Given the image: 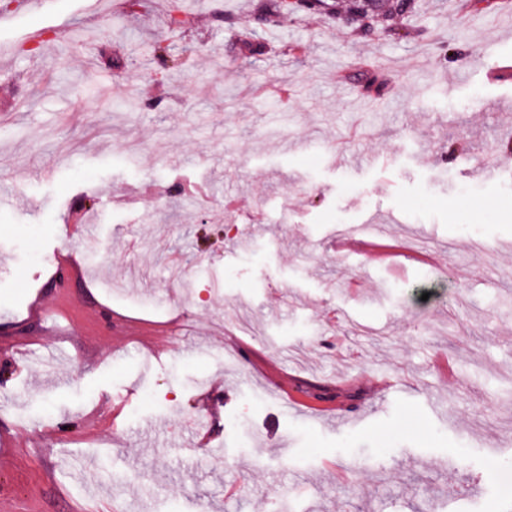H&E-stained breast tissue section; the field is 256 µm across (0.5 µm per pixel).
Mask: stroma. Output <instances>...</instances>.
<instances>
[{
	"mask_svg": "<svg viewBox=\"0 0 512 512\" xmlns=\"http://www.w3.org/2000/svg\"><path fill=\"white\" fill-rule=\"evenodd\" d=\"M13 2L0 512H484L512 480V76H484L512 61V0H417L367 33L184 0L176 34L165 0ZM367 218L435 265L330 246ZM57 250L85 257L65 304ZM295 385L322 409L289 410Z\"/></svg>",
	"mask_w": 512,
	"mask_h": 512,
	"instance_id": "stroma-1",
	"label": "stroma"
}]
</instances>
